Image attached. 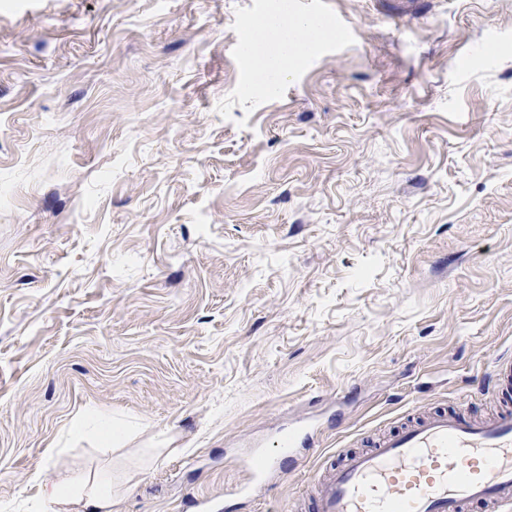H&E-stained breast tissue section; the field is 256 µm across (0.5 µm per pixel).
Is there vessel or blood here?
<instances>
[{"label":"vessel or blood","instance_id":"obj_1","mask_svg":"<svg viewBox=\"0 0 512 512\" xmlns=\"http://www.w3.org/2000/svg\"><path fill=\"white\" fill-rule=\"evenodd\" d=\"M280 467L276 454L250 458L252 488ZM306 499L314 512H512V407L487 419L462 407L413 418L317 472Z\"/></svg>","mask_w":512,"mask_h":512}]
</instances>
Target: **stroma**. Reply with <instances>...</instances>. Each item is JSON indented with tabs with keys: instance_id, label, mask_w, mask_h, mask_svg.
<instances>
[{
	"instance_id": "stroma-1",
	"label": "stroma",
	"mask_w": 512,
	"mask_h": 512,
	"mask_svg": "<svg viewBox=\"0 0 512 512\" xmlns=\"http://www.w3.org/2000/svg\"><path fill=\"white\" fill-rule=\"evenodd\" d=\"M0 0V512L130 468L119 512H292L512 354V0ZM94 408L110 446L69 429ZM315 419L254 503L242 459ZM160 449L148 468L141 449ZM275 9L254 28L248 52L255 62V83L259 86L261 79L269 89L281 78L288 58L305 53L311 44L333 34L311 21L299 23L282 5Z\"/></svg>"
}]
</instances>
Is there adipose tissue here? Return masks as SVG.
<instances>
[{
	"instance_id": "1",
	"label": "adipose tissue",
	"mask_w": 512,
	"mask_h": 512,
	"mask_svg": "<svg viewBox=\"0 0 512 512\" xmlns=\"http://www.w3.org/2000/svg\"><path fill=\"white\" fill-rule=\"evenodd\" d=\"M330 34L329 28L299 23L285 7H277L256 25L250 39L254 79L273 86L289 58L305 53L311 44ZM130 479L127 471L109 466L92 473H71L54 485L47 501L52 512H114L129 489Z\"/></svg>"
}]
</instances>
